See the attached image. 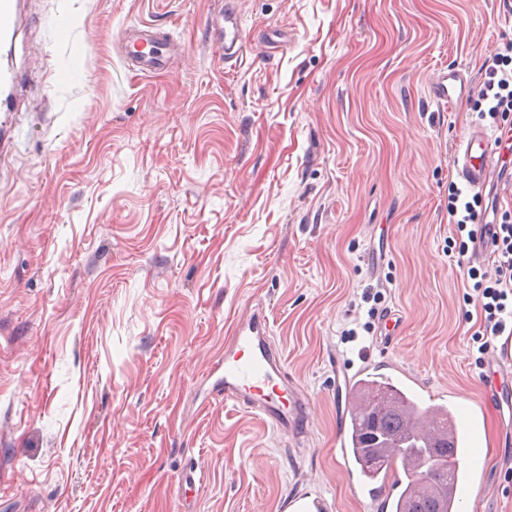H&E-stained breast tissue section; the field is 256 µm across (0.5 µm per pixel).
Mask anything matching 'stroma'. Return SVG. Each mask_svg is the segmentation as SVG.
I'll return each instance as SVG.
<instances>
[{"mask_svg":"<svg viewBox=\"0 0 512 512\" xmlns=\"http://www.w3.org/2000/svg\"><path fill=\"white\" fill-rule=\"evenodd\" d=\"M221 2L23 0L0 45L21 71L0 145V512H374L336 441V357L365 350L421 406L468 415L486 452L460 465V512H512V364L477 363L448 252L476 114L428 91L448 67L478 89L512 0H231L253 50L235 68L211 45ZM140 23L172 35L166 70L125 62ZM370 284L399 317L387 348L363 328ZM258 307L311 396L296 441L217 395Z\"/></svg>","mask_w":512,"mask_h":512,"instance_id":"1","label":"stroma"}]
</instances>
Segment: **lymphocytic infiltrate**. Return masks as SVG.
Returning a JSON list of instances; mask_svg holds the SVG:
<instances>
[{
    "mask_svg": "<svg viewBox=\"0 0 512 512\" xmlns=\"http://www.w3.org/2000/svg\"><path fill=\"white\" fill-rule=\"evenodd\" d=\"M483 82L477 93L479 120L512 134V40L498 45L484 60ZM490 210L482 196L470 195L457 183L448 185V214L454 231L448 238V251L466 256L471 246L491 233L494 272L482 266H468L472 280L463 299L477 305L483 315V328L475 332L473 342L479 354H486L493 338L512 337V223L488 220Z\"/></svg>",
    "mask_w": 512,
    "mask_h": 512,
    "instance_id": "1",
    "label": "lymphocytic infiltrate"
}]
</instances>
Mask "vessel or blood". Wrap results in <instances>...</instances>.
Here are the masks:
<instances>
[{
    "label": "vessel or blood",
    "mask_w": 512,
    "mask_h": 512,
    "mask_svg": "<svg viewBox=\"0 0 512 512\" xmlns=\"http://www.w3.org/2000/svg\"><path fill=\"white\" fill-rule=\"evenodd\" d=\"M20 0H0V43L13 41L19 20ZM126 60L141 73L161 70L165 63V40L157 28L145 25L130 29ZM224 60L232 66L246 59L241 21L232 10L224 12ZM16 72L8 57H0V112L13 109ZM433 98L455 106L467 93V81L454 68L443 69L430 85ZM504 143L495 133L475 124L459 140L454 168L459 182L470 192H483L492 174L498 172L497 158ZM224 373L220 392L234 409L254 414L280 432L298 437L308 427L309 396L305 389L289 379L284 358L271 334L265 313L238 319L229 344L224 349Z\"/></svg>",
    "instance_id": "vessel-or-blood-1"
}]
</instances>
